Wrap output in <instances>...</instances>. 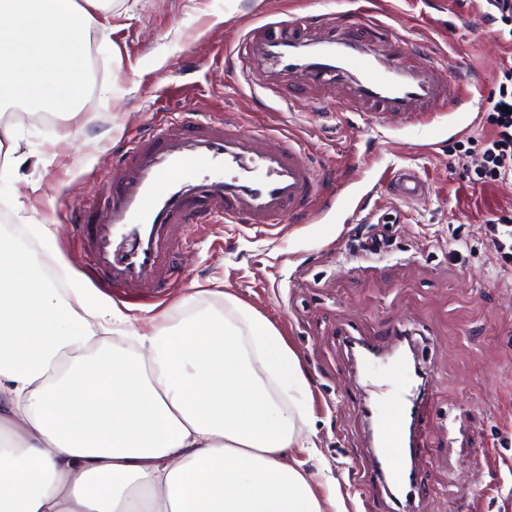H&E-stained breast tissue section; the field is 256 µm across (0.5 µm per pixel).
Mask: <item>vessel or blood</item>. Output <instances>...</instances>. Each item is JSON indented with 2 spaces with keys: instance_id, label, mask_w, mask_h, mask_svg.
Wrapping results in <instances>:
<instances>
[{
  "instance_id": "obj_1",
  "label": "vessel or blood",
  "mask_w": 512,
  "mask_h": 512,
  "mask_svg": "<svg viewBox=\"0 0 512 512\" xmlns=\"http://www.w3.org/2000/svg\"><path fill=\"white\" fill-rule=\"evenodd\" d=\"M227 64L261 80L288 109L310 100L327 112L343 106L383 127L392 121L424 126L469 101L463 80L441 79L438 59L404 43L367 8L256 26ZM391 186L407 202L428 191L412 168L399 169ZM101 187L102 205L79 212V234L89 264L125 295L169 285L170 246L189 229L213 221L268 229L306 223L337 189L309 162L301 142L264 129L242 131L233 119L203 121L190 105L132 138ZM379 433L383 465L359 479L367 500L389 479L418 485L417 472H400L396 461L421 456L420 446H407L384 425Z\"/></svg>"
}]
</instances>
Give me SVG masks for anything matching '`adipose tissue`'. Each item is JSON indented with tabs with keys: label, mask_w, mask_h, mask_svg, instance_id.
I'll return each mask as SVG.
<instances>
[{
	"label": "adipose tissue",
	"mask_w": 512,
	"mask_h": 512,
	"mask_svg": "<svg viewBox=\"0 0 512 512\" xmlns=\"http://www.w3.org/2000/svg\"><path fill=\"white\" fill-rule=\"evenodd\" d=\"M99 0H0V105L82 111ZM0 225V512H345L307 469L309 382L276 326L190 291L150 332Z\"/></svg>",
	"instance_id": "adipose-tissue-1"
}]
</instances>
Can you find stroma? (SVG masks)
<instances>
[{"label": "stroma", "mask_w": 512, "mask_h": 512, "mask_svg": "<svg viewBox=\"0 0 512 512\" xmlns=\"http://www.w3.org/2000/svg\"><path fill=\"white\" fill-rule=\"evenodd\" d=\"M355 0H111L109 27L94 35L97 72L82 112L33 123L29 106L9 105L28 158L0 182V212L11 224H47L74 278L149 329L188 289L220 311L233 294L268 318L296 352L310 384L311 428L320 450L308 468L339 482L347 512H398L387 494L366 503L355 490L373 462L363 402H399L395 366L353 367L348 345L388 347L410 335L428 382L424 455L409 512H512V266L500 269L484 223L512 205V183L471 185L448 149L482 134L480 114L512 44L478 0H368L376 18L449 66L465 65L478 106L445 113L423 130L382 129L352 112L319 118L288 111L220 63L254 25L286 13L336 12ZM202 118L229 114L303 140L313 163L333 162L347 192L371 199L348 218L343 196L328 197L309 224L273 233L212 224L176 250L179 277L166 295L142 289L117 299L86 264L72 222L98 200L102 173L128 139L165 121L188 100ZM413 168L430 191L405 202L384 171ZM382 238L387 252L364 253Z\"/></svg>", "instance_id": "obj_1"}]
</instances>
